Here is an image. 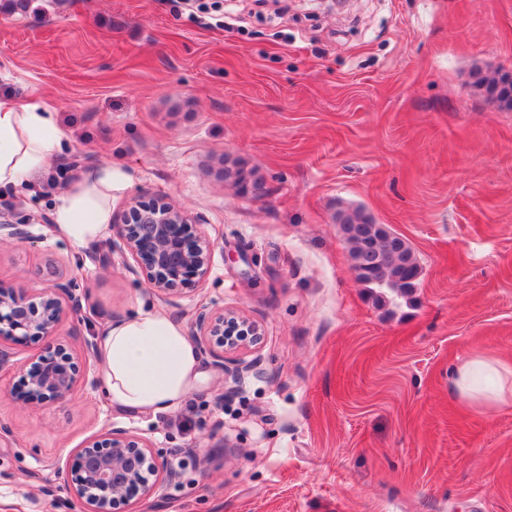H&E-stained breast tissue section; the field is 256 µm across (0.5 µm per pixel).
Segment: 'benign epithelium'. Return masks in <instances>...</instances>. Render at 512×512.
<instances>
[{
    "instance_id": "obj_1",
    "label": "benign epithelium",
    "mask_w": 512,
    "mask_h": 512,
    "mask_svg": "<svg viewBox=\"0 0 512 512\" xmlns=\"http://www.w3.org/2000/svg\"><path fill=\"white\" fill-rule=\"evenodd\" d=\"M197 223L183 209L158 200L133 199L121 222L114 225L116 241L99 259L107 270L119 255L122 266L142 275L152 290L169 296L190 279L211 270L214 241L192 232ZM30 220L1 223L0 233L16 243L34 239ZM76 277H60L34 300L25 293L0 292V367L9 361L3 342L28 337L45 340L43 351L25 364L26 403L40 406L72 397L82 376L73 357L55 339L59 325L82 306ZM195 340L202 353L237 379L254 367L243 358L256 346V324L230 310H201L196 317ZM76 463L66 472L70 493L86 502L89 512H118L136 495L150 496L161 482L173 483L180 473L146 441L122 430L109 429L87 441L75 453Z\"/></svg>"
}]
</instances>
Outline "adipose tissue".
<instances>
[{
    "label": "adipose tissue",
    "instance_id": "obj_1",
    "mask_svg": "<svg viewBox=\"0 0 512 512\" xmlns=\"http://www.w3.org/2000/svg\"><path fill=\"white\" fill-rule=\"evenodd\" d=\"M66 139L45 104L17 106L0 100V193L30 186L60 154ZM53 233L83 247L104 238L112 217V169L83 174L55 204ZM98 386L112 406L157 415L178 409L200 378L196 347L182 325L156 311H140L103 324L96 337ZM452 392L472 409L489 412L512 403V364L471 354L459 363Z\"/></svg>",
    "mask_w": 512,
    "mask_h": 512
}]
</instances>
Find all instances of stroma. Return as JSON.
<instances>
[{
    "instance_id": "obj_1",
    "label": "stroma",
    "mask_w": 512,
    "mask_h": 512,
    "mask_svg": "<svg viewBox=\"0 0 512 512\" xmlns=\"http://www.w3.org/2000/svg\"><path fill=\"white\" fill-rule=\"evenodd\" d=\"M512 70V0H0V95L57 114L63 151L26 192L33 243L0 247V290L77 277L57 335L84 357L96 327L156 309L196 333L240 311L263 340L242 380L201 358L196 390L152 416L83 385L23 402L0 367V512H86L56 469L108 428L146 439L181 478L128 512H512V404L450 390L473 352L512 363V111L478 88ZM263 183L245 193L225 158ZM112 167V216L160 198L215 243L209 275L162 298L98 270L108 239L53 238L57 197ZM362 210L411 246L406 298L357 282L336 217Z\"/></svg>"
}]
</instances>
